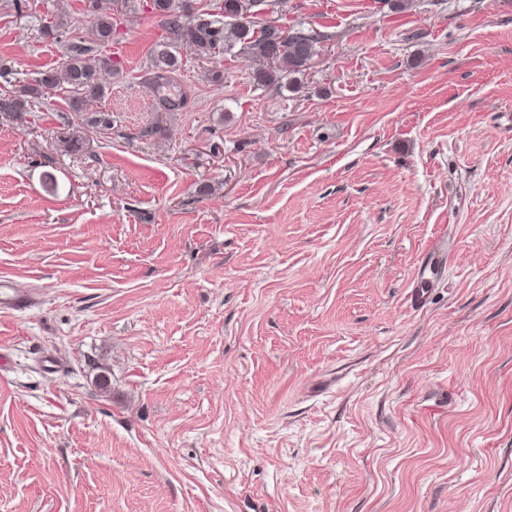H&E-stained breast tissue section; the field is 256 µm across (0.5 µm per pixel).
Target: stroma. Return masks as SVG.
<instances>
[{"mask_svg":"<svg viewBox=\"0 0 512 512\" xmlns=\"http://www.w3.org/2000/svg\"><path fill=\"white\" fill-rule=\"evenodd\" d=\"M111 8L104 98L0 115L33 298L0 309V512H512V0H280L323 37L301 88L184 47L174 110L152 0ZM60 12L88 37L82 0H0V94Z\"/></svg>","mask_w":512,"mask_h":512,"instance_id":"obj_1","label":"stroma"}]
</instances>
